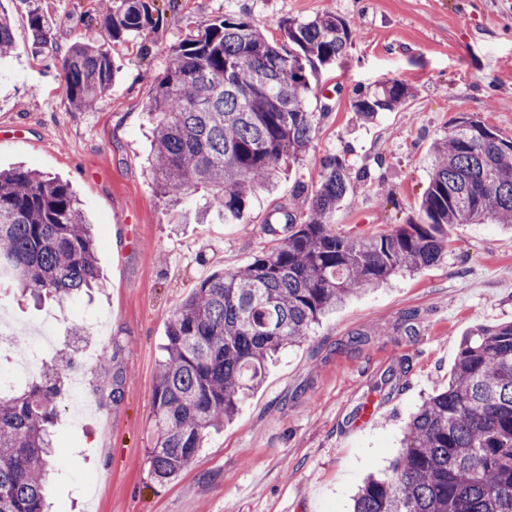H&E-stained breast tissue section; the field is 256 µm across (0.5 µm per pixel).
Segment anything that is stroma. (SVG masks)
Here are the masks:
<instances>
[{"mask_svg": "<svg viewBox=\"0 0 512 512\" xmlns=\"http://www.w3.org/2000/svg\"><path fill=\"white\" fill-rule=\"evenodd\" d=\"M153 41L100 43L114 62L111 86L91 112L71 111L58 52L83 34L101 0H0L21 52L0 57V170L23 164L68 182L96 228L103 290L67 310L17 300L0 286V318L28 348L50 327L43 355L75 356L72 373L89 406L60 408L53 429L57 470L45 487L48 512H350L362 481L398 453L420 402L448 384L460 342L479 324L512 321V233L458 224L447 256L412 275L355 293L323 317L299 347L270 365L223 429L208 434L192 464L160 485L149 474L153 392L174 310L210 274L235 269L269 247L263 227L302 206L297 185L320 178V158L343 155L366 172L332 217L337 233L368 237L405 223L429 181L430 149L472 117L512 137V12L497 0H155ZM47 17L52 49L32 48L28 11ZM330 11L349 23L346 52L310 78L318 121L306 159L274 191L254 198L243 223L197 221L196 199L165 204L148 165L145 109L170 50L204 21L248 14L276 32L278 20ZM399 80L405 108L363 123L356 87ZM89 323L87 337L71 325ZM368 333L358 344V333ZM121 350L119 401L96 392L102 358ZM407 372L394 390L389 371ZM379 412L356 426L362 406Z\"/></svg>", "mask_w": 512, "mask_h": 512, "instance_id": "obj_1", "label": "stroma"}]
</instances>
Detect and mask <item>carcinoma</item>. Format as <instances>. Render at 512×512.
Instances as JSON below:
<instances>
[{
  "mask_svg": "<svg viewBox=\"0 0 512 512\" xmlns=\"http://www.w3.org/2000/svg\"><path fill=\"white\" fill-rule=\"evenodd\" d=\"M155 11V0H118L86 25L61 56L74 111L95 108L111 84L114 64L100 34L145 41L158 25ZM29 22L33 44H48L44 14L30 10ZM278 30L274 42L249 17L224 14L172 47L147 105L150 176L161 197L176 203L201 189V217L240 221L257 190L273 189L286 167L303 160L316 128L309 75L344 54L352 31L329 12L280 20ZM290 49L308 63L305 72L288 71ZM18 51L1 15L0 53ZM412 96L393 80L359 91L352 108L369 123ZM320 167L317 186L299 191L303 207L267 224L275 244L202 281L173 315L156 373L157 434L147 450L157 483L179 477L276 354L300 345L356 290L439 262L454 224L512 227V139L476 119L434 143L414 215L370 237L332 230L354 181L337 154L323 156ZM3 280L61 307L97 285L93 226L68 184L24 167L0 173ZM103 364L97 390L116 401L124 382L118 352ZM60 391L59 374L44 371L0 392V512H44ZM353 512H512V322L480 325L463 338L448 387L422 402L390 473L363 482Z\"/></svg>",
  "mask_w": 512,
  "mask_h": 512,
  "instance_id": "1",
  "label": "carcinoma"
}]
</instances>
